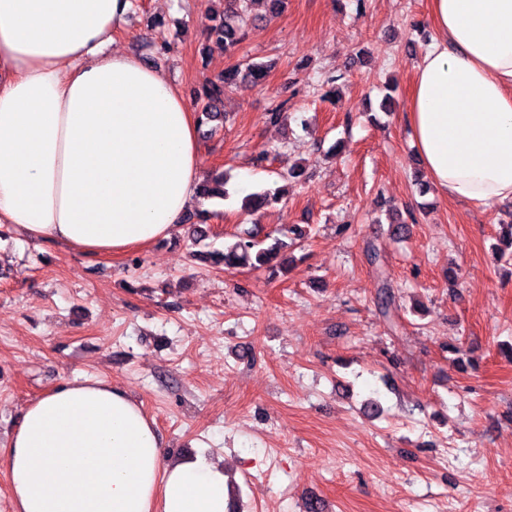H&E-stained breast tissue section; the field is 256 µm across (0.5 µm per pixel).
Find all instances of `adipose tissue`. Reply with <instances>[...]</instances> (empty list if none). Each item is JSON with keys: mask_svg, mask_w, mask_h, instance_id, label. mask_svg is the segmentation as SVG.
Segmentation results:
<instances>
[{"mask_svg": "<svg viewBox=\"0 0 512 512\" xmlns=\"http://www.w3.org/2000/svg\"><path fill=\"white\" fill-rule=\"evenodd\" d=\"M133 0H0V223L94 255L177 233L201 176L180 89L114 49ZM407 123L432 185L512 202V0H429ZM14 512H229L224 468L166 456L125 391L87 378L26 407Z\"/></svg>", "mask_w": 512, "mask_h": 512, "instance_id": "adipose-tissue-1", "label": "adipose tissue"}]
</instances>
